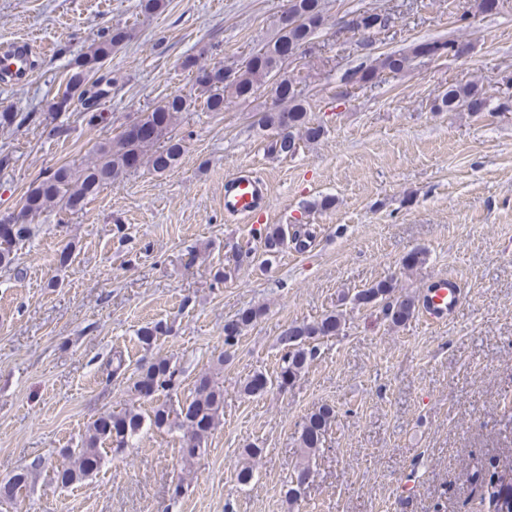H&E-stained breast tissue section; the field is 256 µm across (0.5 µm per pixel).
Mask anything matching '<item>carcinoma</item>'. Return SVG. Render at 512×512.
I'll return each instance as SVG.
<instances>
[{
    "instance_id": "cac0c4a2",
    "label": "carcinoma",
    "mask_w": 512,
    "mask_h": 512,
    "mask_svg": "<svg viewBox=\"0 0 512 512\" xmlns=\"http://www.w3.org/2000/svg\"><path fill=\"white\" fill-rule=\"evenodd\" d=\"M489 0H473L471 9L457 17L461 27L468 28L472 19L494 14L489 9ZM387 18L377 12L365 11L350 21L351 29L361 33L362 44L371 45V34L384 27ZM325 24L324 0H288V7L282 12L275 36L254 53L244 65L229 66L222 61L209 65H199L186 60L184 67L196 69L203 78L195 81L197 89L204 96L203 107L209 112L224 111V101L228 97L246 100L251 97L256 85L271 75L281 71L291 59L305 54L314 35ZM129 37L123 28H115L93 44L86 54L74 59L65 89L59 101L52 108L60 111L71 102H76L81 112L93 124L102 117L100 94H110L112 79L97 76L104 63L112 58V51ZM470 44L455 39L415 42L409 47L378 56L368 64H361L348 71L347 82L363 86L385 74L397 75L411 68L414 61L446 54L459 57L468 53ZM274 108L265 116L268 125L278 130V138L273 146L278 155L286 156L292 148L303 142L320 139L324 127L312 121L309 103L303 89L291 80L283 79L274 84ZM189 98L181 93L170 96L161 104L145 112L139 122L147 128L148 136L131 140L120 134L113 139L99 143L93 160L79 170L63 166L44 177L32 186L24 196L20 212L14 223L8 225L17 243L26 241L29 234L28 218L51 207L60 206L77 210L96 195L100 188L118 180L133 170L130 159L136 158L138 166H149L156 172H164L175 167L183 155L182 141L173 135L179 114L188 111ZM489 106L483 88L476 83H450L433 100L436 112H482ZM313 239L312 231L302 225L288 230L282 225H269L265 228L263 245L266 252H279L292 240L302 250ZM396 279L386 277L370 288L359 293L354 301L359 305L384 303L385 316L394 326L404 324L413 314L415 299L394 297ZM262 315L259 308L248 309L237 315L233 321L224 324L231 334L224 335V345L235 346L242 332ZM343 314L332 312L311 323L292 324L283 332L279 343L284 354L280 358L275 378L263 372L249 376L242 392L246 396H260L272 386L286 389L295 384L316 358L315 341L339 334ZM167 332L161 323L146 325L139 329V341L150 346L158 336ZM178 371L171 360L160 358L141 371L133 384L139 395L150 397L158 393L168 394L177 386ZM224 407V390L219 386L215 374L204 372L195 381L192 399L173 407L163 402L154 407L150 423L158 430L182 431L186 445L182 448L183 458L191 462L200 455L206 440L220 423ZM336 419V411L323 406L309 414L302 423L299 442L303 448V459L285 491L288 503L300 498L304 486L312 476L310 460L316 455L325 438V433ZM144 417L135 408H125L119 412L101 413L90 425L81 447L72 448L66 453L69 462L56 471L57 482L64 487L82 482L96 474L103 461L101 446L106 445L118 454L129 447L130 439L142 428ZM263 449L251 446L244 449V457L236 472L237 481L249 484L254 477V463L262 455ZM27 475L18 473L11 479L0 482V499L13 501L18 498L26 483Z\"/></svg>"
}]
</instances>
